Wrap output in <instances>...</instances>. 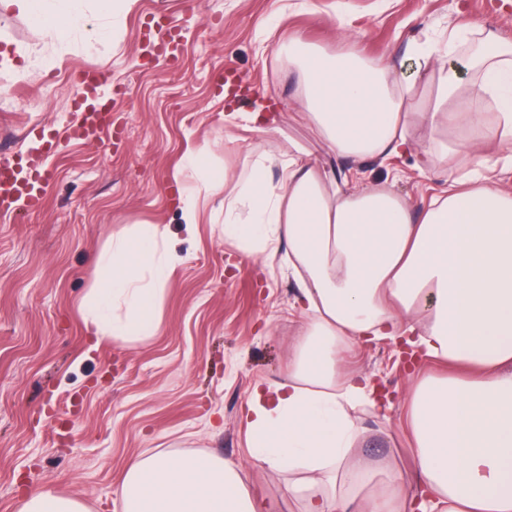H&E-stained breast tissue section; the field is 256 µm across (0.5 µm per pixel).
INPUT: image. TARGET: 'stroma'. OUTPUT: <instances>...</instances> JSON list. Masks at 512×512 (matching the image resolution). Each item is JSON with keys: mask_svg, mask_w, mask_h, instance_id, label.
<instances>
[{"mask_svg": "<svg viewBox=\"0 0 512 512\" xmlns=\"http://www.w3.org/2000/svg\"><path fill=\"white\" fill-rule=\"evenodd\" d=\"M194 23H185V16ZM180 21L176 60L143 61L153 20ZM491 27L512 42V0H137L118 18L107 47L67 43L0 7V156L26 152L30 127L55 135L45 204L35 214L0 216V512H18L43 488L83 499L91 512H122L119 486L128 461L150 449L171 458L216 455L245 473L251 492L275 512H301L288 475L257 467L244 414L254 386L284 382L303 319L287 249L273 263L224 236V198L203 207L196 236L179 220L175 179L188 148L236 180L254 162L287 157L293 144L336 161L317 129L288 100L298 73L288 40L300 35L333 56L347 50L391 55L414 66L412 48L452 29ZM102 67L118 140L80 143L74 71ZM236 69L245 103L225 102L215 78ZM240 119L227 122L226 114ZM271 113L277 128L252 130L247 112ZM356 184L393 181L419 211L447 179L471 167L450 157L435 173L404 163L391 180L379 161H355ZM153 224L177 263L165 285L155 336L126 343L97 339L79 313L112 238ZM346 367L391 397L385 412L357 409L369 433L364 450L407 458L394 429L404 417L410 368L392 339L356 343Z\"/></svg>", "mask_w": 512, "mask_h": 512, "instance_id": "1", "label": "stroma"}]
</instances>
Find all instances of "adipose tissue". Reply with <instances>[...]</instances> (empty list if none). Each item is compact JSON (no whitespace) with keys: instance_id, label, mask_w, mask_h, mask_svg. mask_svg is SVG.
Returning <instances> with one entry per match:
<instances>
[{"instance_id":"ef3b65f1","label":"adipose tissue","mask_w":512,"mask_h":512,"mask_svg":"<svg viewBox=\"0 0 512 512\" xmlns=\"http://www.w3.org/2000/svg\"><path fill=\"white\" fill-rule=\"evenodd\" d=\"M136 0H0L61 40L91 29L100 43L109 19ZM96 28H89L90 20ZM469 57L477 79L462 86L455 68L437 67L455 52L416 48L414 80L388 59L347 53L329 60L302 37L288 42L301 63L294 109L315 125L337 157L375 158L419 172L463 154L473 169L420 212L390 186L349 185L347 169L325 170L304 149L287 159L255 161L229 183L206 172L204 153L188 152L181 172L180 222L195 235L201 206L224 196V233L251 255L288 246L299 281L296 305L306 321L284 383L255 387L246 420L258 466L288 471V492L302 512H512V188L488 176L496 150L512 147V44L477 31ZM434 86L427 110L405 94ZM491 101V111L479 104ZM423 125L426 143L410 130ZM278 180H270L272 167ZM174 258L159 228L145 224L103 250L101 276L80 305L85 327L116 342L155 334L157 308ZM415 337L426 360L447 372L421 373L405 396L403 429L414 473L390 456L369 455L367 430L351 407L376 400L365 378L346 371L340 354L364 337ZM123 512H268L241 471L210 455L132 458L120 485Z\"/></svg>"}]
</instances>
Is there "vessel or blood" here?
I'll use <instances>...</instances> for the list:
<instances>
[{
    "mask_svg": "<svg viewBox=\"0 0 512 512\" xmlns=\"http://www.w3.org/2000/svg\"><path fill=\"white\" fill-rule=\"evenodd\" d=\"M105 79L102 68L87 64L75 72L74 107L79 114L77 123L68 132L71 139L95 143L116 137L109 120L110 109L98 90ZM32 148L19 158L0 160V212L24 206L26 211L40 210L44 203L48 172L44 163L53 154L52 135L38 129L27 133Z\"/></svg>",
    "mask_w": 512,
    "mask_h": 512,
    "instance_id": "b4317fda",
    "label": "vessel or blood"
}]
</instances>
